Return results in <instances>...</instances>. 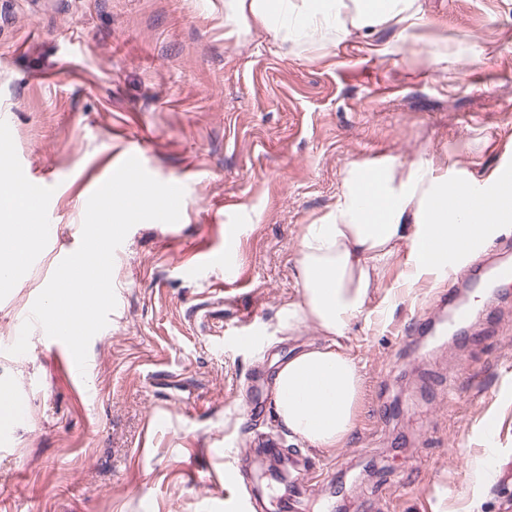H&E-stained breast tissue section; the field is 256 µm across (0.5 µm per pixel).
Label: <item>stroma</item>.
Instances as JSON below:
<instances>
[{"mask_svg": "<svg viewBox=\"0 0 512 512\" xmlns=\"http://www.w3.org/2000/svg\"><path fill=\"white\" fill-rule=\"evenodd\" d=\"M408 60L224 37V0H0V132L48 188L52 244L0 293V386L25 428L0 449V512H225L224 471L266 439L304 450L272 414L279 362L318 342L281 314L300 298L305 225L336 204L354 161L426 158L452 179L512 167V0H429ZM497 42L481 66L429 76L443 39ZM184 189L178 223L136 224L116 250L117 306L78 379L40 328L18 322L80 245L89 196L127 152ZM236 253L233 272L212 263ZM385 270L345 345L363 391L344 447L304 450L323 475L304 512H512V300L477 307L472 339L413 335L447 319L435 275ZM190 264L193 274L180 272ZM250 324L256 348L223 330ZM493 479L470 484L481 425Z\"/></svg>", "mask_w": 512, "mask_h": 512, "instance_id": "stroma-1", "label": "stroma"}]
</instances>
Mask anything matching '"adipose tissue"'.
<instances>
[{"mask_svg": "<svg viewBox=\"0 0 512 512\" xmlns=\"http://www.w3.org/2000/svg\"><path fill=\"white\" fill-rule=\"evenodd\" d=\"M432 22L424 0H224L225 38L240 42L256 33L339 51L358 45L393 62L412 54ZM493 52L461 39L430 52L425 64L436 73ZM458 188L430 160L406 168L354 162L343 172L335 207L305 225L295 263L301 298L282 322L290 330L313 325L323 342L281 362L272 380L274 418L304 447H342L355 428L362 378L342 341L400 248L408 247L409 269L420 276L431 271L433 249L460 260L465 239L484 238L499 224V208L462 210Z\"/></svg>", "mask_w": 512, "mask_h": 512, "instance_id": "ef3b65f1", "label": "adipose tissue"}]
</instances>
